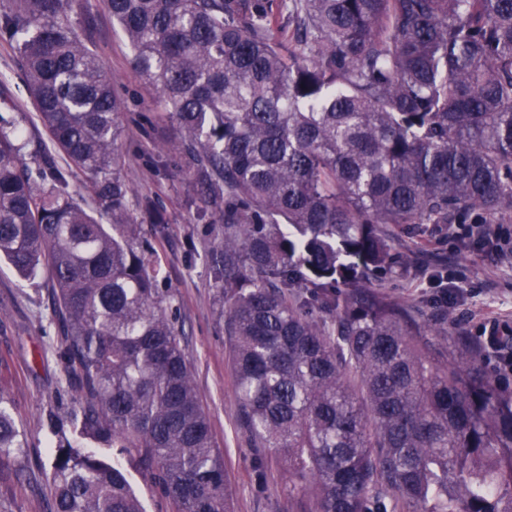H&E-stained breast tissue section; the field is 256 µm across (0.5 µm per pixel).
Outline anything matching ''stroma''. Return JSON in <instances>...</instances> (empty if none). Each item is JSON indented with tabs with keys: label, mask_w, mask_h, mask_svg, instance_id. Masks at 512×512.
<instances>
[{
	"label": "stroma",
	"mask_w": 512,
	"mask_h": 512,
	"mask_svg": "<svg viewBox=\"0 0 512 512\" xmlns=\"http://www.w3.org/2000/svg\"><path fill=\"white\" fill-rule=\"evenodd\" d=\"M72 21L124 103L118 140L121 174L137 200L155 206L154 213L140 210L136 216L160 259L159 288L182 332L181 348L213 440L224 455L233 512H288L284 471L274 453L266 455L263 479L255 477L256 451L235 394L224 302L210 254L224 227L188 207L192 188L181 172L178 126L166 117L158 92L134 69L133 51L113 23L106 0H75ZM1 74L6 82L0 90V117L22 130L28 143L23 163L34 168L46 162L68 171L69 192L85 209H94L83 190L84 175L69 171L65 156L43 130L21 58L13 45L0 39ZM162 143L167 146L163 153L157 150ZM394 247L413 249L429 276L409 280L384 275L373 279L374 290L408 298L422 320L436 319L441 298H448L454 334L467 337L472 345H479L481 327L490 321L499 324L501 336H512V260L491 262L469 241L427 226L401 231ZM57 336L48 277L24 281L0 262V390L8 394L29 443L22 479H15L10 467L0 468V512H48L49 450L59 440L51 420H67L76 408Z\"/></svg>",
	"instance_id": "35a3bbf8"
}]
</instances>
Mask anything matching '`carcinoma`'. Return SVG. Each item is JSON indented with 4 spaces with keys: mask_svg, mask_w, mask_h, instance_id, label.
Here are the masks:
<instances>
[{
    "mask_svg": "<svg viewBox=\"0 0 512 512\" xmlns=\"http://www.w3.org/2000/svg\"><path fill=\"white\" fill-rule=\"evenodd\" d=\"M73 2L0 10L43 128L109 218L61 170L24 167L0 119V261L47 273L78 400L49 512H143L128 466L171 512H232L118 168L123 103ZM268 2L106 0L180 128L191 204L224 225L211 254L244 424L281 455L292 512H512V392L448 312L433 329L366 288L421 273L396 228L512 218V0ZM27 447L0 394V466Z\"/></svg>",
    "mask_w": 512,
    "mask_h": 512,
    "instance_id": "obj_1",
    "label": "carcinoma"
}]
</instances>
